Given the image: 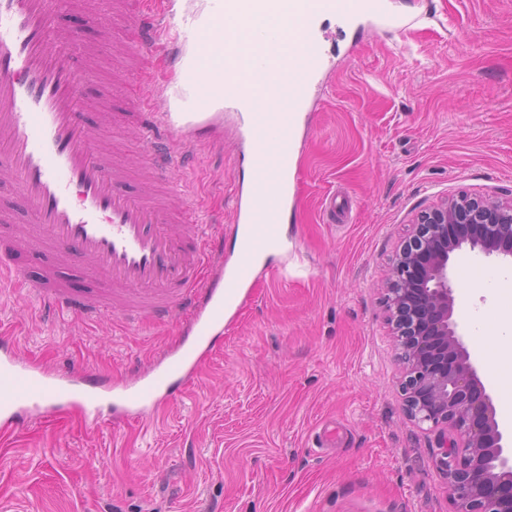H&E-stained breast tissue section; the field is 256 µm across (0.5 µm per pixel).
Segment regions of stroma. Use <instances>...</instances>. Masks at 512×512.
Masks as SVG:
<instances>
[{
  "instance_id": "1",
  "label": "stroma",
  "mask_w": 512,
  "mask_h": 512,
  "mask_svg": "<svg viewBox=\"0 0 512 512\" xmlns=\"http://www.w3.org/2000/svg\"><path fill=\"white\" fill-rule=\"evenodd\" d=\"M389 2L409 29L314 26L335 66L297 140V219L223 344L150 426H113L106 401L92 415L33 414L0 437V512H449L435 435L404 414L381 289L419 210L461 192L512 199V0ZM65 22L105 53L127 38L108 19ZM114 67L85 90L107 125ZM201 134L187 178L206 212L223 213L229 254L242 145L221 110ZM486 303L455 292L481 362L472 314ZM181 329L53 318L0 292V334L45 369L127 382Z\"/></svg>"
}]
</instances>
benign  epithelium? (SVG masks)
Returning <instances> with one entry per match:
<instances>
[{
  "label": "benign epithelium",
  "instance_id": "1",
  "mask_svg": "<svg viewBox=\"0 0 512 512\" xmlns=\"http://www.w3.org/2000/svg\"><path fill=\"white\" fill-rule=\"evenodd\" d=\"M464 246L477 257L512 259V199L451 195L419 211L389 269L382 305L402 364L405 416L435 433L450 512H512L508 434L453 320L448 265Z\"/></svg>",
  "mask_w": 512,
  "mask_h": 512
}]
</instances>
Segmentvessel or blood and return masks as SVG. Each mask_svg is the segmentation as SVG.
Here are the masks:
<instances>
[{
  "mask_svg": "<svg viewBox=\"0 0 512 512\" xmlns=\"http://www.w3.org/2000/svg\"><path fill=\"white\" fill-rule=\"evenodd\" d=\"M70 3L0 0V284L84 323L117 317L165 324L178 317L186 334L126 385L92 369L34 367L4 347L0 424L8 430L30 411L77 406L89 412L107 397L116 418L143 419L181 396L205 353L222 343L224 322L249 295L259 259L282 248L277 226L294 205L291 141L272 156L260 148L265 116L251 106L260 81L273 71L287 87L283 124L296 133L331 65L312 22L331 15L345 26L364 20L385 30L407 26L388 0H212L208 27L233 17L246 35L238 51L224 57L200 41L191 59L179 25L140 7L127 17L121 50L166 60L168 71H147L152 95L133 85L121 102L145 150L135 174L106 147L103 123L85 112V85L100 57L63 23ZM218 56L240 75L224 87V109L235 115L248 146L242 161L274 173L273 189L257 181L249 196L236 197L240 245L230 261L221 226L205 223L199 204L172 208L158 198L163 190L184 193L171 175L191 169L196 128L214 104L210 93L196 89L187 99L181 90ZM18 252L28 254L29 266L15 263Z\"/></svg>",
  "mask_w": 512,
  "mask_h": 512,
  "instance_id": "b4317fda",
  "label": "vessel or blood"
}]
</instances>
